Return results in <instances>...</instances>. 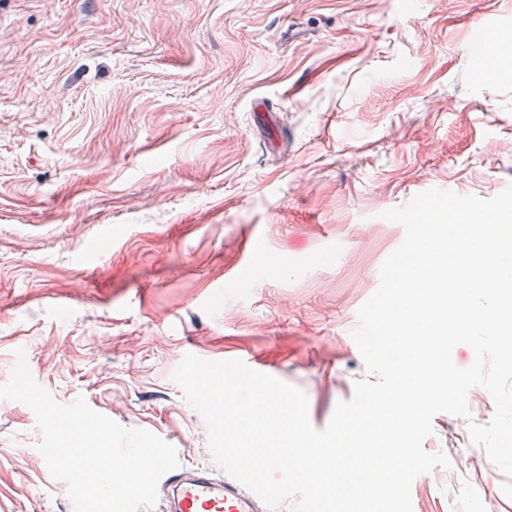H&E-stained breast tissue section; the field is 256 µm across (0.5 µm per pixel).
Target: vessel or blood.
<instances>
[{
    "label": "vessel or blood",
    "instance_id": "vessel-or-blood-1",
    "mask_svg": "<svg viewBox=\"0 0 512 512\" xmlns=\"http://www.w3.org/2000/svg\"><path fill=\"white\" fill-rule=\"evenodd\" d=\"M168 512H255L259 498L233 479L214 481L207 470L176 468L165 473Z\"/></svg>",
    "mask_w": 512,
    "mask_h": 512
}]
</instances>
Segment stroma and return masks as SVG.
Segmentation results:
<instances>
[{"instance_id":"1","label":"stroma","mask_w":512,"mask_h":512,"mask_svg":"<svg viewBox=\"0 0 512 512\" xmlns=\"http://www.w3.org/2000/svg\"><path fill=\"white\" fill-rule=\"evenodd\" d=\"M512 0H0V385L24 349L84 397L225 472L172 375L238 359L315 428L366 369L352 333L405 238L382 212L512 184ZM413 512H512L440 413ZM23 403L0 399V512H70Z\"/></svg>"}]
</instances>
